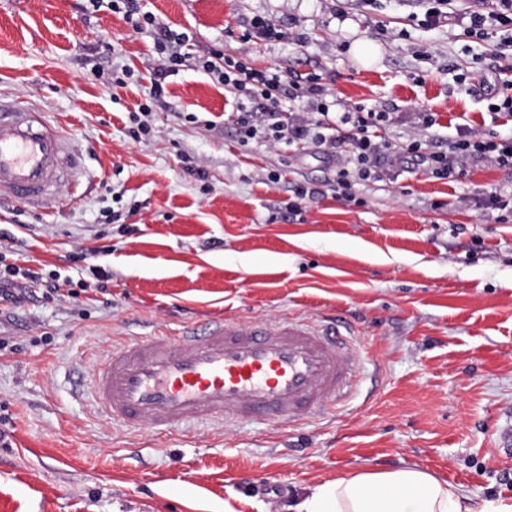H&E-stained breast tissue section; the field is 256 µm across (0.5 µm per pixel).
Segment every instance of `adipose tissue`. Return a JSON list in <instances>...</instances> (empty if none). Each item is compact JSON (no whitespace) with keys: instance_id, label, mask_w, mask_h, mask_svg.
<instances>
[{"instance_id":"adipose-tissue-1","label":"adipose tissue","mask_w":512,"mask_h":512,"mask_svg":"<svg viewBox=\"0 0 512 512\" xmlns=\"http://www.w3.org/2000/svg\"><path fill=\"white\" fill-rule=\"evenodd\" d=\"M279 512H469L461 497L416 467L363 471L309 486Z\"/></svg>"}]
</instances>
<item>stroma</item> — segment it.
<instances>
[{
    "label": "stroma",
    "instance_id": "1",
    "mask_svg": "<svg viewBox=\"0 0 512 512\" xmlns=\"http://www.w3.org/2000/svg\"><path fill=\"white\" fill-rule=\"evenodd\" d=\"M81 0H0V98L42 112L72 139L76 186L50 208L0 200V257L30 256L57 274L17 306L0 302V512H268L313 483L416 466L466 497L471 512L512 499V212L475 205L512 170L484 163L455 180L400 165L331 189L336 167L311 147L242 143L246 99L187 59L146 101L159 56L151 33ZM194 50L214 47L285 92L316 76L333 111L398 113L394 144L433 112L512 132L492 113L512 82L498 34L469 37L454 0L447 26L422 27L421 0H140ZM273 20L280 36L249 34ZM358 43L374 47L357 58ZM123 77L109 89L94 72ZM154 128L137 142L130 113ZM321 195L287 211L301 185ZM110 279L91 274L83 247ZM337 316L356 341L361 381L335 412L295 427L213 420L161 437L105 421L90 389L96 364L127 336L203 326Z\"/></svg>",
    "mask_w": 512,
    "mask_h": 512
}]
</instances>
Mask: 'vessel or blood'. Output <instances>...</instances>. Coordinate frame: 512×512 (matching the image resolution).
Masks as SVG:
<instances>
[{"label": "vessel or blood", "mask_w": 512, "mask_h": 512, "mask_svg": "<svg viewBox=\"0 0 512 512\" xmlns=\"http://www.w3.org/2000/svg\"><path fill=\"white\" fill-rule=\"evenodd\" d=\"M80 163L71 141L38 112L0 98V199L42 208ZM340 320L224 321L128 340L93 372L103 414L163 434L224 419L294 426L325 414L359 382Z\"/></svg>", "instance_id": "1"}]
</instances>
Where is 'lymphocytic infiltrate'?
Wrapping results in <instances>:
<instances>
[{
  "instance_id": "lymphocytic-infiltrate-1",
  "label": "lymphocytic infiltrate",
  "mask_w": 512,
  "mask_h": 512,
  "mask_svg": "<svg viewBox=\"0 0 512 512\" xmlns=\"http://www.w3.org/2000/svg\"><path fill=\"white\" fill-rule=\"evenodd\" d=\"M113 12L122 14L133 30L152 28L157 35V47L163 55L160 77L151 81L145 96H163L161 76L175 72L182 62L180 50L189 42L186 33L171 29L153 14L141 11L138 0H109ZM469 31L484 37L488 29L505 32L512 44V0H478L469 11ZM199 68L212 74L235 94L244 96L252 108L236 115L239 135L243 142H266L272 145L303 143L336 154L346 148L348 157L340 162L333 190L337 200L351 203L356 199L355 187L361 182L378 179L386 164L410 159L436 179L463 175L466 167L475 162H487L512 169V134L504 136L495 131H475L460 127L454 138L435 146L434 113H417L418 132L405 143L393 145L383 132L393 122L388 112L357 107L351 112L332 113L326 100L325 88L310 78L295 84V96L310 107L309 113L289 118L281 112L282 75L276 70H256L236 61L220 50L209 49L197 56Z\"/></svg>"
}]
</instances>
